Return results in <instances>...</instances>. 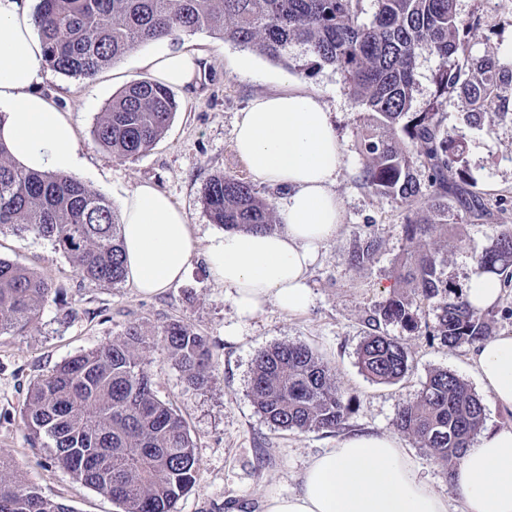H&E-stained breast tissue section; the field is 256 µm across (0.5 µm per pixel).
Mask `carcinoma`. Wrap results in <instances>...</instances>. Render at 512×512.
I'll use <instances>...</instances> for the list:
<instances>
[{
	"label": "carcinoma",
	"mask_w": 512,
	"mask_h": 512,
	"mask_svg": "<svg viewBox=\"0 0 512 512\" xmlns=\"http://www.w3.org/2000/svg\"><path fill=\"white\" fill-rule=\"evenodd\" d=\"M39 0L33 23L53 70L92 80L133 49L187 32L207 31L252 48L297 72L311 58L344 77L362 109V184L403 205L407 249L399 279L409 286L392 294L366 320L357 350L361 371L393 384L409 371L403 340L384 330L397 324L446 346L474 344L489 335L496 311L481 314L462 296H448L445 259L429 241L448 236V198L468 213L485 211L467 160L466 135L448 128L441 109L452 94L470 105L466 124L487 112L512 116V65L470 55L468 35L479 19L461 18L455 0ZM427 51L439 59L426 108L412 111L416 61ZM171 90L135 82L108 103L94 130L109 150L135 157L153 148L176 112ZM212 221L228 232H272L270 203L250 183L220 174L202 198ZM32 233L54 241L83 278L115 286L126 279L121 226L112 203L75 176L25 172L0 144V233ZM379 244L365 239L351 261L373 258ZM476 272L494 273L512 288V225L505 224L476 259ZM51 279L0 259V335H25L42 309L58 299ZM441 297L436 321L422 323L420 303ZM158 336L195 387L208 383L207 337L180 322ZM147 337L128 325L106 346L75 355L28 389L22 416L51 462L109 497L122 512H174L196 481L199 460L177 410L157 398L141 365ZM250 393L257 412L283 431L334 433L350 413L351 399L336 385L332 368L303 344L279 343L253 361ZM480 397L459 376L429 375L416 401L399 407L396 428L432 452L448 473L471 446L484 422ZM0 512H73L21 479L0 460Z\"/></svg>",
	"instance_id": "carcinoma-1"
}]
</instances>
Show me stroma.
I'll list each match as a JSON object with an SVG mask.
<instances>
[{
	"label": "stroma",
	"instance_id": "35a3bbf8",
	"mask_svg": "<svg viewBox=\"0 0 512 512\" xmlns=\"http://www.w3.org/2000/svg\"><path fill=\"white\" fill-rule=\"evenodd\" d=\"M462 18L480 20L471 34L473 56L512 57V0H456ZM201 52V72L193 91L174 89L179 104L168 129L149 151L123 157L103 147L93 129L114 94L131 83L152 80L148 57L160 49ZM73 122L78 149L85 160L80 178L120 204L126 191L149 182L166 193L187 215L200 250L185 277L158 295L139 294L130 283L107 287L84 279L46 238L33 234H0V257L48 276L64 291L61 302L46 306L38 327L24 336L0 335V457L21 470L43 494L73 512H121L118 504L51 465L48 453L34 442L23 408L30 384L66 359L89 351L137 324L150 340L141 359L157 397L182 415L199 460V473L177 512H263L273 492L296 488L309 460L353 433H379L407 448L417 474L448 496L458 494L437 459L406 434L397 431L398 408L416 400L427 376L451 371L469 386L477 381L470 369L471 344L453 347L388 325L410 351V371L395 384H377L357 365L356 352L367 332L365 319L398 284L396 264L406 241L401 232L405 211L392 199L376 195L361 181L359 152L361 110L351 99L343 76L333 67L291 71L249 48L195 32L177 41L153 42L126 54L85 81L49 72L40 86ZM292 90L317 98L331 113L344 152L334 192L344 205L343 222L308 272L313 303L288 313L275 305L247 323H239L223 283L210 272L201 252L210 238L223 234L202 204L205 185L215 174L237 176L253 184L281 211L286 194L254 177L234 147V129L257 97ZM448 125L465 131L470 174L484 194L488 210L470 217L460 207L448 213L463 238L460 247L438 238L434 247L447 260L450 293H463L475 271V258L490 245L500 225L512 224V120L486 114L480 128L465 124L466 101L449 96L443 105ZM379 243L374 257L352 265L349 255L366 236ZM177 320L208 337L211 378L201 389L189 386L157 331ZM281 342L301 343L322 357L336 382L352 398L341 430L281 431L257 413L250 395V372L256 353Z\"/></svg>",
	"mask_w": 512,
	"mask_h": 512
}]
</instances>
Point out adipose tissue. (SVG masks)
I'll return each mask as SVG.
<instances>
[{
	"mask_svg": "<svg viewBox=\"0 0 512 512\" xmlns=\"http://www.w3.org/2000/svg\"><path fill=\"white\" fill-rule=\"evenodd\" d=\"M200 55L165 50L148 59L157 82L195 83ZM46 62L29 0H0V142L19 167L77 174L83 159L66 112L40 92ZM235 148L262 181L287 188L282 222L272 232L236 231L213 238L206 262L240 321L267 304L295 313L311 301L307 273L333 239L343 203L333 192L343 145L329 112L313 96L288 91L255 99L236 125ZM121 235L126 275L151 295L180 281L196 250L183 211L149 183L124 197ZM470 365L501 412L512 414V334L474 345ZM297 489L265 499L264 512H448V498L419 478L406 448L387 435L356 434L313 457ZM450 481L457 512H512V425L488 429L468 448Z\"/></svg>",
	"mask_w": 512,
	"mask_h": 512,
	"instance_id": "obj_1",
	"label": "adipose tissue"
}]
</instances>
